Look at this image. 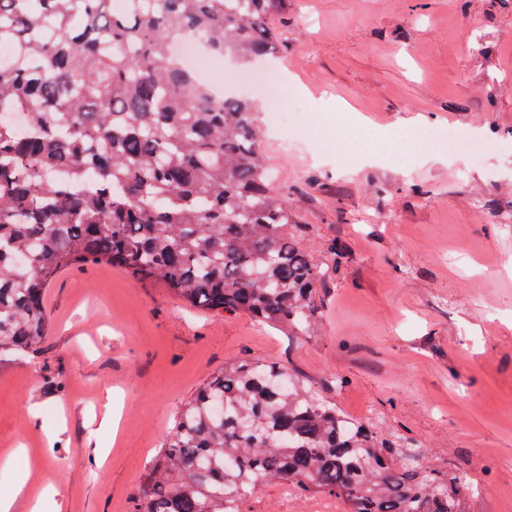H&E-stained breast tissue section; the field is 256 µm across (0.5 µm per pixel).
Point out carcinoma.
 Segmentation results:
<instances>
[{
  "instance_id": "obj_1",
  "label": "carcinoma",
  "mask_w": 512,
  "mask_h": 512,
  "mask_svg": "<svg viewBox=\"0 0 512 512\" xmlns=\"http://www.w3.org/2000/svg\"><path fill=\"white\" fill-rule=\"evenodd\" d=\"M288 0H0V365L47 336L45 293L108 264L182 303L307 336L326 270L271 186L253 101L172 47L271 53ZM22 113L28 130L6 116ZM277 362L224 363L182 406L132 512H241L288 478L347 512H468L466 476L397 460ZM177 56L179 62L186 68L197 71L206 67L204 48L196 37H185L178 44Z\"/></svg>"
}]
</instances>
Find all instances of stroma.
Listing matches in <instances>:
<instances>
[{"instance_id": "obj_1", "label": "stroma", "mask_w": 512, "mask_h": 512, "mask_svg": "<svg viewBox=\"0 0 512 512\" xmlns=\"http://www.w3.org/2000/svg\"><path fill=\"white\" fill-rule=\"evenodd\" d=\"M271 24L274 54L250 69L304 107L283 134L248 97L271 184L326 271L317 330L187 307L113 267L64 273L46 338L0 369L10 512H130L182 404L229 359L283 364L462 471L470 512H512V0H289ZM420 115L482 131L481 163L423 137ZM346 510L278 482L243 505Z\"/></svg>"}]
</instances>
